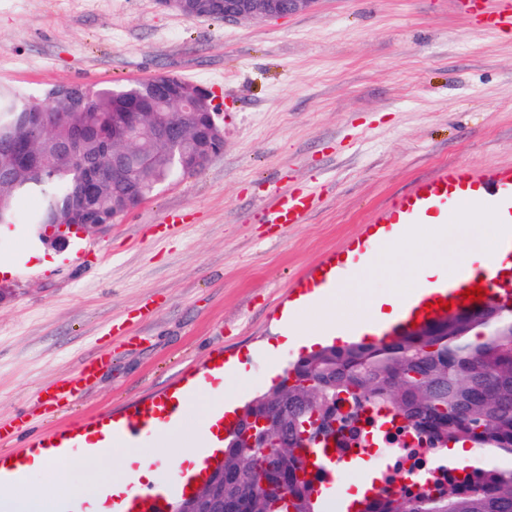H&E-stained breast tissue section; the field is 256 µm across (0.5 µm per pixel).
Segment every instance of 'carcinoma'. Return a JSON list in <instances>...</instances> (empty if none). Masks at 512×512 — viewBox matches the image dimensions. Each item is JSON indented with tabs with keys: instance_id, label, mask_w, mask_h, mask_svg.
Masks as SVG:
<instances>
[{
	"instance_id": "cac0c4a2",
	"label": "carcinoma",
	"mask_w": 512,
	"mask_h": 512,
	"mask_svg": "<svg viewBox=\"0 0 512 512\" xmlns=\"http://www.w3.org/2000/svg\"><path fill=\"white\" fill-rule=\"evenodd\" d=\"M85 103L76 107L68 95L39 100L0 87V224H31L34 231L85 220L112 223V211L123 207L128 187L112 182V113L127 108L112 89L84 84ZM94 123L105 135L86 140L78 152L61 147ZM158 163L142 177L162 186L188 172L163 160L170 146L151 143ZM45 164L34 180L29 168ZM38 197L36 212L21 215L14 201ZM483 311H463L390 340L357 341L326 346L286 369L281 381L242 406L240 421L288 420L291 440L283 445L268 434L260 448L241 439L242 427L229 433L224 446V504L232 512H323L326 498L318 476L304 471L303 445L312 449L320 432L358 433L359 415L367 409L380 424L416 428L426 449L438 453L465 441L482 452L512 458V321L490 327ZM257 483L274 493L252 492ZM361 512H512V468L483 467L478 478L461 489L448 487L414 497L386 494L361 501Z\"/></svg>"
}]
</instances>
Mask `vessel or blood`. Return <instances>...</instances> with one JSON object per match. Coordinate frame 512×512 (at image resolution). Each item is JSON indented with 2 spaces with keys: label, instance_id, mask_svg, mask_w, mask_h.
I'll use <instances>...</instances> for the list:
<instances>
[{
  "label": "vessel or blood",
  "instance_id": "obj_1",
  "mask_svg": "<svg viewBox=\"0 0 512 512\" xmlns=\"http://www.w3.org/2000/svg\"><path fill=\"white\" fill-rule=\"evenodd\" d=\"M461 10L479 18L487 32H496L512 26V8L490 10L485 0H459ZM312 193L300 192L277 195L268 214V221L280 226L298 223L309 209ZM477 208L479 215L490 216L498 224L496 257L501 265L512 263V168L490 173H479L460 164L437 168L414 185L406 194L393 197L374 221L369 234L354 244L356 253L378 252L397 242L407 224H454L461 210ZM350 265L347 260L330 257L319 274L307 279L301 294L306 301L319 300V288H332L340 282ZM485 289V304L500 302V288L481 278L478 271L468 267L457 268L451 277L430 288H419L405 295L399 302L395 322L378 323L372 337L382 340L411 330L413 323L428 324L443 316V309L434 303L443 299L453 302L455 310L474 309V302L464 301L462 293L468 288ZM95 357H87L79 365L73 378L48 395L46 403L60 407L75 399L79 389L95 376ZM224 388V362L213 361L205 371L186 373L175 385L152 398L148 403L133 405L129 412L116 416L100 413L81 419L65 428L39 434L16 450L0 449V490L5 486L20 488L30 483L36 463L45 464L67 460L81 463L106 455L115 448L131 446L144 448L153 445L161 435L180 427L192 408L199 390L212 392ZM202 465L192 471L182 470L160 480L146 493L136 492V471L127 475L128 490L118 491L112 486L101 487L95 502L75 501L66 495L53 505V512H165L173 496L189 494L194 484L202 482L208 453V435L200 433L189 445Z\"/></svg>",
  "mask_w": 512,
  "mask_h": 512
}]
</instances>
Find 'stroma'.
<instances>
[{"instance_id": "obj_1", "label": "stroma", "mask_w": 512, "mask_h": 512, "mask_svg": "<svg viewBox=\"0 0 512 512\" xmlns=\"http://www.w3.org/2000/svg\"><path fill=\"white\" fill-rule=\"evenodd\" d=\"M162 74L213 93L224 150L63 244L0 224L13 267L0 274L1 424L36 433L120 412L219 356L226 377L243 366L248 401L303 354L278 334L299 278L434 167H512V28L482 31L453 0H316L237 24L156 0H0V86L42 99ZM273 186L313 190L303 223H265ZM408 287L384 260L367 289ZM364 290L344 295L339 326ZM94 352L104 363L77 406L45 415L44 395ZM90 470L63 461L35 486L57 494Z\"/></svg>"}]
</instances>
